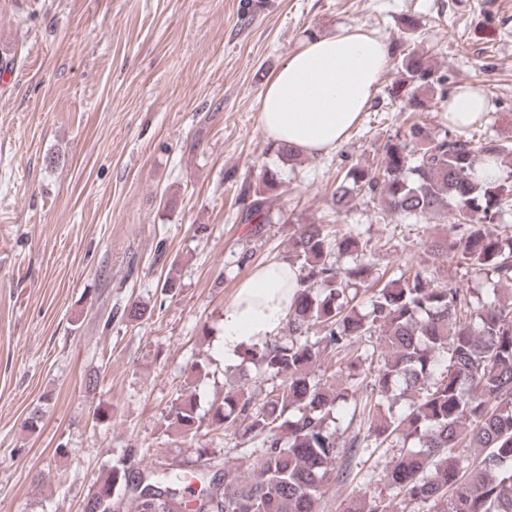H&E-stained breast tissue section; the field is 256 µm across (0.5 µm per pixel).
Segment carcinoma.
Returning a JSON list of instances; mask_svg holds the SVG:
<instances>
[{
  "label": "carcinoma",
  "mask_w": 512,
  "mask_h": 512,
  "mask_svg": "<svg viewBox=\"0 0 512 512\" xmlns=\"http://www.w3.org/2000/svg\"><path fill=\"white\" fill-rule=\"evenodd\" d=\"M398 77L387 90L411 112H432L448 102L443 76L425 53L403 44ZM501 163L489 182L473 178L485 157ZM278 172L260 167L256 184H240L236 220L277 224L270 194ZM379 198L383 210L416 223L440 215L450 234L432 239L399 273L373 277L366 244L324 223L299 224L289 239L300 288L283 336L254 343L242 363L259 369L267 384L261 401L245 385L224 391L199 413L196 387L174 399L168 427L183 437L219 426L247 444H260L245 478L221 461L216 474H190L200 493L220 477L212 512H318L321 488L357 475L352 459L378 448L397 450L380 481L394 497L426 512H512V307L498 299L474 301L459 282L442 281L448 263L512 283V235L487 225L512 207V147L474 139L471 127L434 135L424 122L398 127L381 145L378 165L355 164L336 181L332 207L345 208L358 194ZM346 255L341 268L336 258ZM378 333L386 343L381 364L365 375L366 398L335 390L318 378L325 354L336 371L361 375L356 343ZM399 388L409 402L396 408ZM341 412L359 420L348 441L331 430ZM130 462L110 466L84 499L83 512H173L183 502L186 476L140 467L145 452L129 449ZM387 505L350 498L345 512H386Z\"/></svg>",
  "instance_id": "cac0c4a2"
}]
</instances>
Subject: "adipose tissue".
Segmentation results:
<instances>
[{
    "label": "adipose tissue",
    "instance_id": "adipose-tissue-1",
    "mask_svg": "<svg viewBox=\"0 0 512 512\" xmlns=\"http://www.w3.org/2000/svg\"><path fill=\"white\" fill-rule=\"evenodd\" d=\"M389 64L387 43L365 27L305 35L262 92V132L302 155L335 150L358 122ZM447 108L449 124L468 126L487 112L489 102L485 94L462 85ZM298 287V273L286 262L262 266L244 280L224 308L219 350L225 360L271 336L285 321Z\"/></svg>",
    "mask_w": 512,
    "mask_h": 512
}]
</instances>
